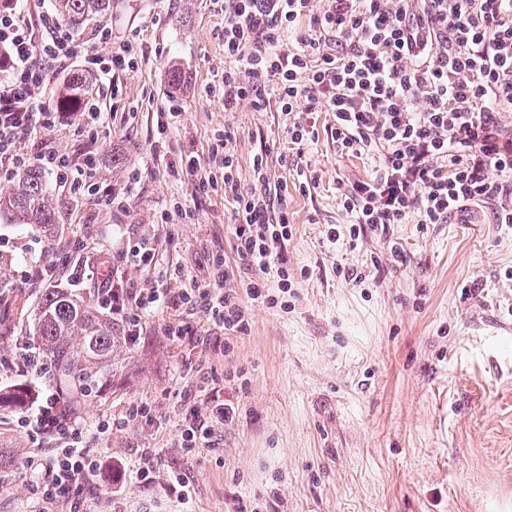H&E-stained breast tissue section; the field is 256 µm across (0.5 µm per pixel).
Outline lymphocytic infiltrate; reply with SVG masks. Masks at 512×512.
Listing matches in <instances>:
<instances>
[{
  "label": "lymphocytic infiltrate",
  "mask_w": 512,
  "mask_h": 512,
  "mask_svg": "<svg viewBox=\"0 0 512 512\" xmlns=\"http://www.w3.org/2000/svg\"><path fill=\"white\" fill-rule=\"evenodd\" d=\"M97 41L94 49L73 39L44 0L0 5L1 182L36 164L72 194L92 192L115 203L110 187L94 177L97 153L74 159L46 138L60 118L45 96L47 63L78 64L121 96L113 80L133 69L136 46L113 41L107 25ZM224 56L230 61L221 76L225 105L247 100L261 110L276 102L285 115L301 105L331 113L337 153L375 157L370 177L337 187L353 217L351 240L412 217L422 224L465 218L487 204L495 205L497 223L512 224V138L497 120L500 111L512 110V0H227ZM35 133L41 140L34 153L20 152V140ZM232 141L228 131L217 138L224 151L218 170L193 155L180 157L177 166L200 192L223 186L240 269L276 271L274 284L249 283L248 294L274 307L290 286L282 246L291 220L283 210L269 222L264 195L238 192ZM229 274L223 259H215L209 284L181 293L160 283L135 288L105 280L98 300L123 318L164 307L191 310L226 334L241 333L247 322L238 297L224 289ZM234 415L212 391L205 411L181 417L179 446L189 453L216 447L219 427ZM31 420L55 442L49 459L29 462L31 470L45 472L38 485L43 512H86L71 491L100 459L84 446L76 421L60 411L56 394H46Z\"/></svg>",
  "instance_id": "lymphocytic-infiltrate-1"
}]
</instances>
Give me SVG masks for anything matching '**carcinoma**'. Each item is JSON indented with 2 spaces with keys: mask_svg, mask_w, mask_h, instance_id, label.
<instances>
[{
  "mask_svg": "<svg viewBox=\"0 0 512 512\" xmlns=\"http://www.w3.org/2000/svg\"><path fill=\"white\" fill-rule=\"evenodd\" d=\"M58 14L72 27L107 14L112 0H54ZM61 102L72 105L90 90V80L75 71L63 83ZM0 216L14 224L31 226L45 235L54 232L56 213L42 172L32 166L13 185L0 192ZM30 332L41 355L55 369L62 395L75 399L88 392L112 367L120 354L122 337L115 324L90 306L57 288L42 294L34 311Z\"/></svg>",
  "mask_w": 512,
  "mask_h": 512,
  "instance_id": "obj_1",
  "label": "carcinoma"
}]
</instances>
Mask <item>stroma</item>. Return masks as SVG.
Masks as SVG:
<instances>
[{
  "label": "stroma",
  "instance_id": "stroma-1",
  "mask_svg": "<svg viewBox=\"0 0 512 512\" xmlns=\"http://www.w3.org/2000/svg\"><path fill=\"white\" fill-rule=\"evenodd\" d=\"M104 23L139 46L135 68L119 76L125 98L95 140L76 134L77 112L65 113L50 139L75 157L97 149L98 177L124 206L71 195L49 173L54 235L0 218V279L26 299L0 314V389L56 390L53 375H24L21 355L41 293L72 288L75 265L138 288L162 273L175 292L208 282L214 254L237 267L230 205L220 194H196L171 169L190 151L208 162L219 130L235 134L239 192L266 185L272 200L288 204L293 286L286 307L247 302V329L229 343L202 315L195 336H166L178 317L171 308L142 317L135 336L117 321L127 343L111 383L67 411L104 462L78 488L90 512H512V224L496 223L488 204L465 219L388 224L350 240L336 187L369 177L372 160L337 154L331 113L297 112L311 129L298 152L278 105L225 107L211 91L225 66L224 15L211 0H112L104 18L72 35L91 42ZM172 97L182 115L171 154L158 159L150 151L157 114ZM259 153L268 159L263 184L253 172ZM176 197L196 205L194 223L171 213ZM143 239L157 241V267L128 263L130 246ZM42 260L57 268L52 282L29 275ZM348 268L364 279H345ZM75 291L96 303L95 282ZM214 387L236 417L218 448L186 453L174 440L181 414L205 410ZM136 406L151 418L133 416ZM24 414L0 410V432L18 442L0 512L42 508L28 461L48 457L53 441L20 427ZM147 448L155 453L149 481L138 473ZM114 463L123 466L117 489ZM173 471L182 484L171 481Z\"/></svg>",
  "mask_w": 512,
  "mask_h": 512
}]
</instances>
